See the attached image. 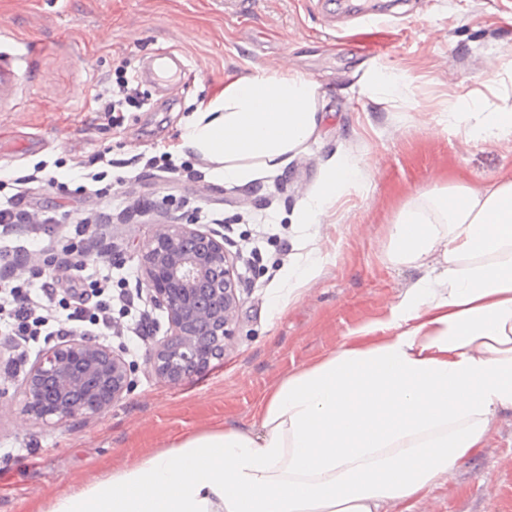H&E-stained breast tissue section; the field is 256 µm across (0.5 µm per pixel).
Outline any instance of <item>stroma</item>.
I'll use <instances>...</instances> for the list:
<instances>
[{
    "instance_id": "35a3bbf8",
    "label": "stroma",
    "mask_w": 512,
    "mask_h": 512,
    "mask_svg": "<svg viewBox=\"0 0 512 512\" xmlns=\"http://www.w3.org/2000/svg\"><path fill=\"white\" fill-rule=\"evenodd\" d=\"M385 0H0V51L30 70L19 104L0 106V196L36 164L66 191L34 182L25 201L56 224L88 220L89 253L112 258V288L148 310V336L84 330L135 367L131 390L103 414L63 424L23 409L21 382L52 336L0 335V512H51L59 494L107 476L177 434L226 421L249 426L266 391L335 350L353 328L385 318L414 270L383 261L386 228L419 194L512 174V137L476 142L448 127V101L471 92L484 111H512V0H402L391 22L371 23ZM187 56L181 80L141 83L143 107L120 125L96 96L151 56ZM288 71L320 86L315 141L280 173L245 186L212 180L205 161L180 156L179 122L255 69ZM378 75L400 90L368 92ZM167 155L170 173L148 167ZM360 167L317 223L299 221L331 156ZM104 172L102 181L88 173ZM221 220L242 278L234 337L208 370L179 385L156 377L149 352L167 314L138 288L141 249L164 221ZM414 512H512V412L488 448Z\"/></svg>"
}]
</instances>
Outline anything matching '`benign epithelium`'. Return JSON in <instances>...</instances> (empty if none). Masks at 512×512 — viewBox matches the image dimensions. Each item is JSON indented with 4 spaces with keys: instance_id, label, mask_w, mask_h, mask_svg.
Returning <instances> with one entry per match:
<instances>
[{
    "instance_id": "benign-epithelium-1",
    "label": "benign epithelium",
    "mask_w": 512,
    "mask_h": 512,
    "mask_svg": "<svg viewBox=\"0 0 512 512\" xmlns=\"http://www.w3.org/2000/svg\"><path fill=\"white\" fill-rule=\"evenodd\" d=\"M143 280L149 302L167 313L152 348L151 371L179 385L224 356L234 334L241 278L224 233L194 223L159 224L146 241ZM133 367L111 346L71 336L45 349L23 378L25 412L62 423L104 413L131 386Z\"/></svg>"
}]
</instances>
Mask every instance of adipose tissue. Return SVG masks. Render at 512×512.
<instances>
[{
    "mask_svg": "<svg viewBox=\"0 0 512 512\" xmlns=\"http://www.w3.org/2000/svg\"><path fill=\"white\" fill-rule=\"evenodd\" d=\"M319 100L298 74L227 79L186 118L176 149L208 162L214 180L247 185L314 139ZM448 124L477 141L512 136L511 111L460 100ZM358 174L330 158L301 223ZM386 258L418 272L388 316L270 387L250 427L176 436L51 512H414L512 411V178L404 204Z\"/></svg>",
    "mask_w": 512,
    "mask_h": 512,
    "instance_id": "obj_1",
    "label": "adipose tissue"
}]
</instances>
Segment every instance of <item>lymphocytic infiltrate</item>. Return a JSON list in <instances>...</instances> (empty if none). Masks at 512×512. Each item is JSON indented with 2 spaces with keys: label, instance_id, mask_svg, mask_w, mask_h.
<instances>
[{
  "label": "lymphocytic infiltrate",
  "instance_id": "f902f5d3",
  "mask_svg": "<svg viewBox=\"0 0 512 512\" xmlns=\"http://www.w3.org/2000/svg\"><path fill=\"white\" fill-rule=\"evenodd\" d=\"M22 251L0 252V267L14 269L15 274L0 284V332L7 336H34L48 323H55V332L67 336L77 323L111 326L112 276L85 277L73 282L70 288H55L51 271L56 263L55 253H46L40 264L22 261ZM57 301L65 310V318L50 320L45 304Z\"/></svg>",
  "mask_w": 512,
  "mask_h": 512
}]
</instances>
